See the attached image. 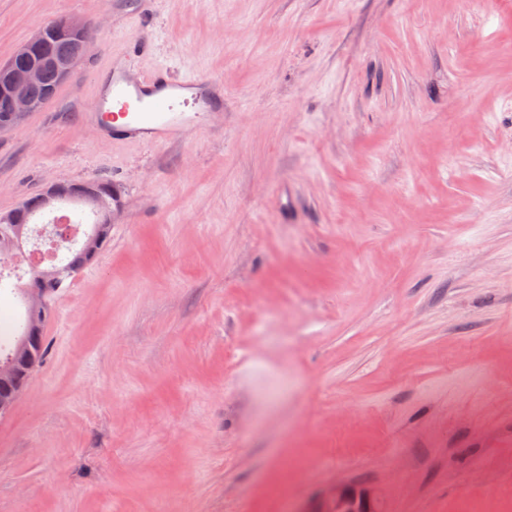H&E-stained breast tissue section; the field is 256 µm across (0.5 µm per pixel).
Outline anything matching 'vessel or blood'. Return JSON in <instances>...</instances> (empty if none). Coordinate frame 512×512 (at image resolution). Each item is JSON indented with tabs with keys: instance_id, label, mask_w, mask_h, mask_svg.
Wrapping results in <instances>:
<instances>
[{
	"instance_id": "vessel-or-blood-1",
	"label": "vessel or blood",
	"mask_w": 512,
	"mask_h": 512,
	"mask_svg": "<svg viewBox=\"0 0 512 512\" xmlns=\"http://www.w3.org/2000/svg\"><path fill=\"white\" fill-rule=\"evenodd\" d=\"M148 49L142 41L114 58L94 113L105 117L114 139L158 145L194 128L197 113L212 111L222 86L202 75L175 78L163 67L142 72L137 58Z\"/></svg>"
}]
</instances>
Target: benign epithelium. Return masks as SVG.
I'll return each instance as SVG.
<instances>
[{
	"instance_id": "benign-epithelium-1",
	"label": "benign epithelium",
	"mask_w": 512,
	"mask_h": 512,
	"mask_svg": "<svg viewBox=\"0 0 512 512\" xmlns=\"http://www.w3.org/2000/svg\"><path fill=\"white\" fill-rule=\"evenodd\" d=\"M53 29L74 40L73 53L63 56H45L31 61L24 67L10 64L0 66V131L7 130L20 122L27 114L41 109L51 95V89H44L42 95L32 93L39 84L42 73L52 70L58 80L69 78L74 67L85 56L90 40L85 24L72 18H60L53 23ZM48 28L41 27L14 54L15 58H29L45 40ZM65 194L84 197L93 194L90 184L61 181L40 193L39 199L45 207L53 206ZM45 288L29 285L22 289L29 311V334L36 335L35 328L47 318L48 303ZM306 512H380L379 501L366 487L339 486L325 493Z\"/></svg>"
}]
</instances>
